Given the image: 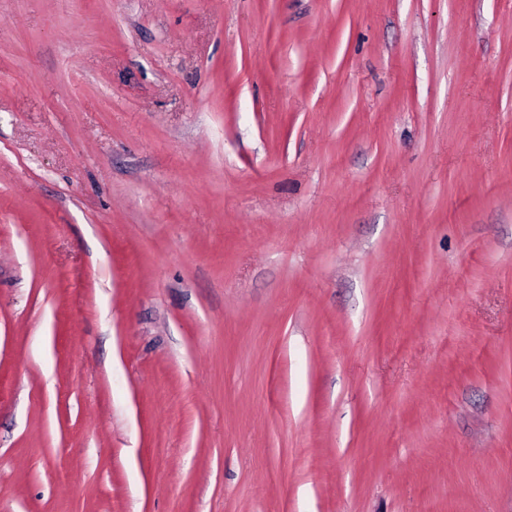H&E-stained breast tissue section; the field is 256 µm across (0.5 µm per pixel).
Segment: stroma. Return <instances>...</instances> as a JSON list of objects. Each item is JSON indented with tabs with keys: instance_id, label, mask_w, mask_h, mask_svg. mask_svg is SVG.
<instances>
[{
	"instance_id": "obj_1",
	"label": "stroma",
	"mask_w": 512,
	"mask_h": 512,
	"mask_svg": "<svg viewBox=\"0 0 512 512\" xmlns=\"http://www.w3.org/2000/svg\"><path fill=\"white\" fill-rule=\"evenodd\" d=\"M0 512H512V0H0Z\"/></svg>"
}]
</instances>
